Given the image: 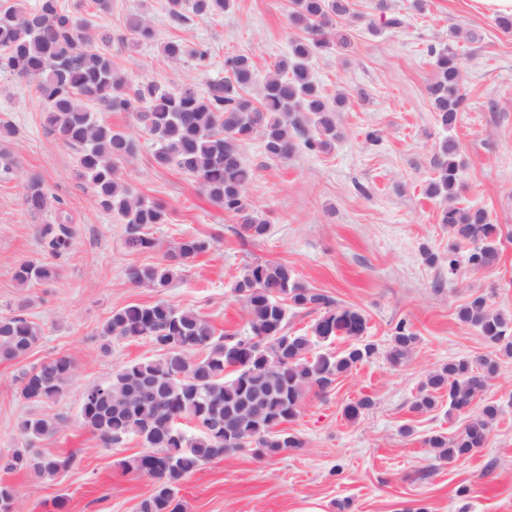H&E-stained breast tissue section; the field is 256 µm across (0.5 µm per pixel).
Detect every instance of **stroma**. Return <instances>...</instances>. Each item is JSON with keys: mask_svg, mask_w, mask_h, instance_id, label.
Segmentation results:
<instances>
[{"mask_svg": "<svg viewBox=\"0 0 512 512\" xmlns=\"http://www.w3.org/2000/svg\"><path fill=\"white\" fill-rule=\"evenodd\" d=\"M354 2L360 19L342 24L350 47L311 61L328 95L348 96L337 112L341 138L328 151L300 150L285 162L269 158L261 140L244 148L254 171L249 203L270 225L258 241H242L235 219L193 178L156 163L133 113L108 112L105 121L137 141L136 155L120 166L122 179L167 209L165 223L145 229L156 248L130 252L126 224L99 210L89 184L77 178V150L45 127L43 102L27 81L0 77V117L18 129L8 145L14 176L0 182V313L24 306L43 329L26 358L0 361V456L22 447L18 420L38 414L63 417L66 426L34 440L32 452L74 457L67 470L40 483L0 471V482L15 489L17 512H51L59 496L67 498L69 512H138L155 484L123 471L121 462L144 454L145 447L135 437L104 445L82 424L80 393L126 363L161 352L146 337L104 342L103 324L114 310L163 300L200 313L218 333L247 335L232 284L246 264L265 261L288 263L306 285L361 310L368 318L365 340L377 351L329 393H306L287 425L303 448L271 458L245 448L209 461L179 486L184 512H512V358L502 359L483 395L502 415L486 446L468 459L441 460L425 443L432 434L463 429L464 417L449 414L447 402L424 413L411 409L430 372L486 353L481 336L457 316L471 294L512 312V34L495 27L480 0H425L421 9L416 0H387L404 24L375 35L367 29L380 16L375 0ZM166 4L112 0L110 11L93 15L94 25L112 37L108 51L120 71L165 86L190 76L203 92L223 78L225 56L247 54L264 67L287 53L293 36L290 0H236L223 15L197 17L184 28L174 24ZM135 14L148 20L155 39L129 49L122 40ZM179 36L209 47L206 66L172 64L162 56L161 43ZM448 43L465 63L469 89L464 111L447 132L462 148L461 198L486 207L502 229L497 266L476 271L463 263L453 274L448 251L454 239L437 220L438 199L426 194L435 145L446 133L427 96L433 77L427 48ZM371 130L381 133L374 145L365 141ZM33 173L53 202L36 217L21 201V185ZM61 210L77 238L69 253L54 257L43 251L39 229L55 223ZM191 235L214 245L169 287L156 291L128 279L129 266L155 264ZM426 248L436 263L425 261ZM25 260L53 264L59 275L19 287L12 269ZM402 321L418 341L395 367L386 351ZM59 355L75 362L63 396L42 404L22 399V373ZM363 397L372 399V409L347 420L345 406Z\"/></svg>", "mask_w": 512, "mask_h": 512, "instance_id": "35a3bbf8", "label": "stroma"}]
</instances>
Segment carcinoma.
Instances as JSON below:
<instances>
[{
	"mask_svg": "<svg viewBox=\"0 0 512 512\" xmlns=\"http://www.w3.org/2000/svg\"><path fill=\"white\" fill-rule=\"evenodd\" d=\"M292 3L288 20L301 34L290 41L287 54L263 75L251 57L226 56V77L209 83L201 93L190 79L165 87L120 72L112 55L96 47L98 42L111 43L112 37L77 16L78 4L40 0L38 9L29 12L24 0H0V76L36 81L46 126L78 150L79 175L90 185L96 206L127 224L129 250L154 247L140 230L164 223L166 212L162 204L146 201L121 181L119 163L135 154L136 142L107 124L102 112L135 113L141 129L157 146L155 161L194 178L213 204L237 220L239 237L255 241L268 234L269 224L248 203L253 170L243 147L258 137L265 154L281 161L301 147L311 153L327 151L341 137L336 108L347 100L342 93L333 97L324 93L312 73L311 59L350 45L349 34L335 29V18L355 17L350 0ZM233 4L234 0H168L167 6L170 17L184 23L192 15L219 16ZM378 8L383 12L381 23H370L369 31L403 24L396 14L384 15L386 4ZM128 29L130 49L154 38L143 18L130 19ZM160 50L172 62L193 59L202 66L210 58L206 45L191 46L176 38L162 43ZM427 54L434 66L429 100L438 124L447 130L467 100L462 59L449 45H431ZM462 166L457 142L444 136L436 144L427 195L440 199L439 223L448 227L455 241L469 246L470 267L485 269L499 260V225L491 222L484 207L461 205ZM22 204L31 215L49 207L39 176L30 175L23 185ZM76 234L65 216L39 230L43 248L53 256L68 252ZM210 246L205 239L186 236L161 262L133 265L127 276L139 285L166 288ZM57 276L55 266L40 261H22L13 269V279L21 288ZM232 290L245 307L250 335L230 343L204 316L161 300L119 309L102 326L104 337H147L163 351L158 359L122 366L104 381L88 385L80 397L83 424L105 444L137 437L152 449L122 461L124 471L155 481L139 512H183L177 499L183 479L207 462L242 449L238 439L258 436L259 457L303 447L302 440L282 425L297 417L305 394L328 392L341 376L376 352L373 344L361 342L368 329L366 315L306 286L286 262L246 266ZM299 310L316 312L318 317L307 332L292 333L288 323ZM458 317L479 332L488 351L429 373L411 406L418 412L431 410L445 398L448 414L469 416L457 436L434 434L426 440L450 463L486 445L500 409L486 404L473 415L471 407L492 385L499 357H512V315L492 308L486 296L478 294L460 306ZM42 334V328L23 313L0 314V360L25 358ZM338 338L352 339L354 344L340 354L315 351ZM416 340L410 326L398 323L388 362L403 364ZM73 371L70 357L51 358L22 373L20 395L34 404L56 401ZM372 406V399L361 398L344 408V416L356 420ZM214 419L224 421L223 434L208 427ZM63 424L62 418L31 415L17 422V431L30 441L57 434ZM72 461L70 455H35L28 448H16L7 461H0V469L24 471L39 481L53 478Z\"/></svg>",
	"mask_w": 512,
	"mask_h": 512,
	"instance_id": "obj_1",
	"label": "carcinoma"
}]
</instances>
